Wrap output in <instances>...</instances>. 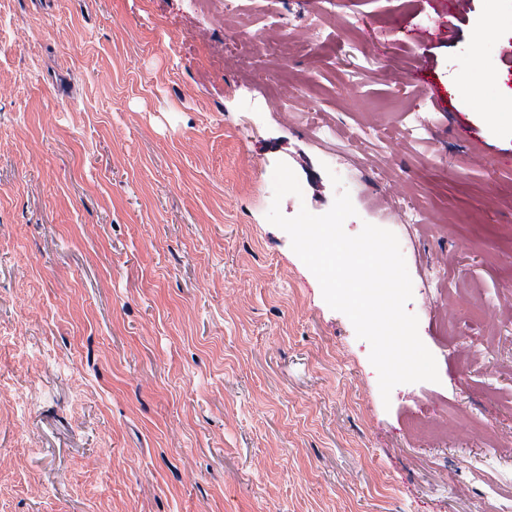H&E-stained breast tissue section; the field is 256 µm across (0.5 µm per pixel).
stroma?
Returning <instances> with one entry per match:
<instances>
[{
    "instance_id": "1",
    "label": "stroma",
    "mask_w": 512,
    "mask_h": 512,
    "mask_svg": "<svg viewBox=\"0 0 512 512\" xmlns=\"http://www.w3.org/2000/svg\"><path fill=\"white\" fill-rule=\"evenodd\" d=\"M334 2L0 0V512L512 498V10L420 41L448 0ZM280 161L285 216L327 212L335 173L348 234L405 240L438 382L382 399L266 219Z\"/></svg>"
}]
</instances>
